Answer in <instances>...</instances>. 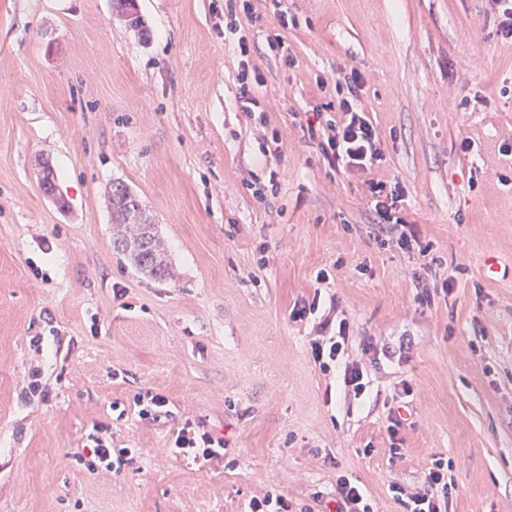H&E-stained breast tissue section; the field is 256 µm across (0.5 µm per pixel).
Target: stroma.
<instances>
[{"label":"stroma","mask_w":512,"mask_h":512,"mask_svg":"<svg viewBox=\"0 0 512 512\" xmlns=\"http://www.w3.org/2000/svg\"><path fill=\"white\" fill-rule=\"evenodd\" d=\"M224 4L137 0L143 39L111 0H0V512H243L273 489L328 503L341 473L376 512H404L390 484L421 486L440 457L449 512H512V41L486 0H285L284 31L253 0L241 33L262 120L238 98ZM277 33L293 64L267 52ZM353 69L385 155L373 176L404 186L426 254L381 248L364 174L330 169L308 136L306 113L336 101L318 79ZM117 182L165 240L170 279L113 250ZM315 296L353 330L327 373L316 318L290 317ZM357 360L360 398L342 384ZM148 390L168 400L160 421L134 409ZM187 420L224 438L223 463L168 453ZM99 423L137 465L76 460Z\"/></svg>","instance_id":"obj_1"}]
</instances>
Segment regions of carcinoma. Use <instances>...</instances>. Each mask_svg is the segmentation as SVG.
Here are the masks:
<instances>
[{
	"mask_svg": "<svg viewBox=\"0 0 512 512\" xmlns=\"http://www.w3.org/2000/svg\"><path fill=\"white\" fill-rule=\"evenodd\" d=\"M116 16L143 33L144 20L135 0H115ZM112 247L122 253L140 273L166 280L171 271L164 243L155 232V224L146 215L137 195L125 184L112 186Z\"/></svg>",
	"mask_w": 512,
	"mask_h": 512,
	"instance_id": "obj_1",
	"label": "carcinoma"
}]
</instances>
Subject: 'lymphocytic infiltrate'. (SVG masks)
<instances>
[{"label":"lymphocytic infiltrate","mask_w":512,"mask_h":512,"mask_svg":"<svg viewBox=\"0 0 512 512\" xmlns=\"http://www.w3.org/2000/svg\"><path fill=\"white\" fill-rule=\"evenodd\" d=\"M363 87L364 79L358 70L337 78L336 115L318 125L308 124L309 136L318 141L321 154L331 169L366 173L365 184L381 232L380 246L429 252L430 247L422 243L416 225L410 224L400 214V206L405 199L401 184L392 185L369 176L372 168L381 163L384 154L379 147L376 128L358 107ZM317 330L318 339L310 343L311 357L315 365L326 372L344 356L350 339V325L344 319L333 327L323 321ZM172 452L179 458L206 463L222 460L226 450L223 438L187 421L176 432ZM82 455L88 470L118 473L135 464L139 452L134 448L112 447L103 427L98 426L89 434ZM449 467L447 460L436 459L425 473L419 491L409 492L396 482L390 484L389 490L403 504L406 512H448V503L455 488L454 482L448 479Z\"/></svg>","instance_id":"f902f5d3"}]
</instances>
